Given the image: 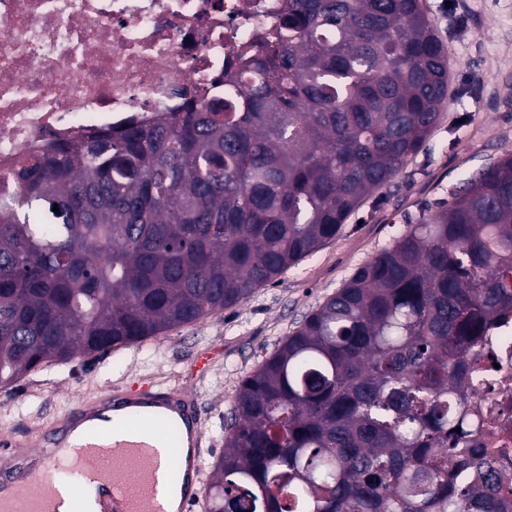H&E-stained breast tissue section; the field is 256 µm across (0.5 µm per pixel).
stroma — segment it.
<instances>
[{
    "instance_id": "stroma-1",
    "label": "stroma",
    "mask_w": 512,
    "mask_h": 512,
    "mask_svg": "<svg viewBox=\"0 0 512 512\" xmlns=\"http://www.w3.org/2000/svg\"><path fill=\"white\" fill-rule=\"evenodd\" d=\"M448 47L451 100L407 168L368 198L336 239L254 291L243 304L105 357L73 358L0 389V432L36 434L107 385L186 387L201 408L204 464L224 451V423L241 380L304 316L347 282L405 225L447 200L466 173L512 153V0H425Z\"/></svg>"
}]
</instances>
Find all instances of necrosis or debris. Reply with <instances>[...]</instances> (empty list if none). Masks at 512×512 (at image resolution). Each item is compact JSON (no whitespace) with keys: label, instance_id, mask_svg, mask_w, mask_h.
I'll list each match as a JSON object with an SVG mask.
<instances>
[{"label":"necrosis or debris","instance_id":"1","mask_svg":"<svg viewBox=\"0 0 512 512\" xmlns=\"http://www.w3.org/2000/svg\"><path fill=\"white\" fill-rule=\"evenodd\" d=\"M281 0H0V207L19 161L224 94L242 46L278 22ZM476 444L510 475L512 315L475 363Z\"/></svg>","mask_w":512,"mask_h":512}]
</instances>
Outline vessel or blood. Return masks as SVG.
I'll return each instance as SVG.
<instances>
[{
    "instance_id": "b4317fda",
    "label": "vessel or blood",
    "mask_w": 512,
    "mask_h": 512,
    "mask_svg": "<svg viewBox=\"0 0 512 512\" xmlns=\"http://www.w3.org/2000/svg\"><path fill=\"white\" fill-rule=\"evenodd\" d=\"M193 400L190 392L175 386L140 392L109 386L38 438L1 433L0 454L22 456L26 462L0 477V512H53L50 490L63 470L78 477L70 487L76 512H83L91 493L99 500L96 512H165L161 484L172 476L182 490L181 512H189L201 497V460L172 451L163 434L142 428L140 422L158 418L175 426L180 437L202 444ZM99 414L114 422V429H98ZM36 442L41 445L37 452L32 449Z\"/></svg>"
}]
</instances>
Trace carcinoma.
Here are the masks:
<instances>
[{
	"instance_id": "carcinoma-1",
	"label": "carcinoma",
	"mask_w": 512,
	"mask_h": 512,
	"mask_svg": "<svg viewBox=\"0 0 512 512\" xmlns=\"http://www.w3.org/2000/svg\"><path fill=\"white\" fill-rule=\"evenodd\" d=\"M238 91L25 158L0 388L236 306L336 238L447 111L425 0H285ZM405 225L240 383L207 512H507L469 359L512 314V153ZM59 211H53V206Z\"/></svg>"
}]
</instances>
